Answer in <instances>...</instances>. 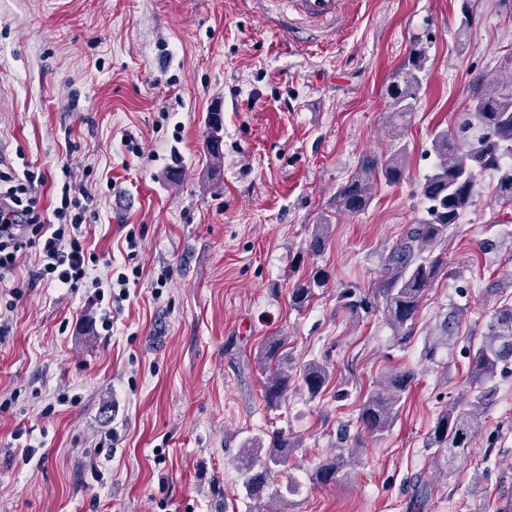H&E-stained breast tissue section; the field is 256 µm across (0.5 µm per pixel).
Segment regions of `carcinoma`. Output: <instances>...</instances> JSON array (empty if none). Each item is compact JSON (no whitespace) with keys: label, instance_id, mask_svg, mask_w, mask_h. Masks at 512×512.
I'll return each mask as SVG.
<instances>
[{"label":"carcinoma","instance_id":"carcinoma-1","mask_svg":"<svg viewBox=\"0 0 512 512\" xmlns=\"http://www.w3.org/2000/svg\"><path fill=\"white\" fill-rule=\"evenodd\" d=\"M473 25L472 0H462L458 34L467 40ZM427 63L423 48L412 50L407 64L397 71L387 86L391 106V129L398 134L406 126L421 89V73ZM477 107L467 109L454 130L437 131L431 140V152L436 158L432 172L420 185V195L426 203V216L408 224L390 247L385 257L386 278L378 293L369 294L346 287L339 292V307L354 316H369L377 311V300H383V314L402 343L411 336L425 293L436 280L448 275V252L437 250L448 241V232L459 223L461 215L471 206L477 177L486 171L497 174L495 197L503 204L512 203V59L504 66L500 77L485 83L476 93ZM224 125L221 112L208 115L210 135L206 142L208 155L218 160L222 156ZM408 148L396 145L384 158L368 155L362 158L354 173L336 190V208L354 214L363 211L371 201L374 182L384 179L390 185L401 183L407 173ZM329 242V225L318 224L309 243L310 251L321 253ZM323 286L319 276L300 283L292 291V303L301 308ZM459 322L444 320L437 330L439 336L427 355H433L436 345L448 341ZM286 339L275 336L266 342L262 359L271 377L265 385L264 398L268 407L275 408L291 386L300 387L310 395H318L330 379L328 367L310 362L299 368L292 365L284 353ZM469 375L465 398L459 404L443 409L428 436L426 447L435 449L440 468H451L470 447L478 419L494 402V381L497 373L512 366V301L499 303L493 310L489 333L477 348L469 353ZM414 379L409 370L389 373L363 402L360 423L373 434L384 433L397 418L403 395ZM294 447L283 430L272 433L267 449L259 446L242 448L237 469L242 487L256 512H266L263 500L277 468L284 464L288 449ZM342 465L333 456L321 460L313 473L318 484H334L341 478Z\"/></svg>","mask_w":512,"mask_h":512}]
</instances>
